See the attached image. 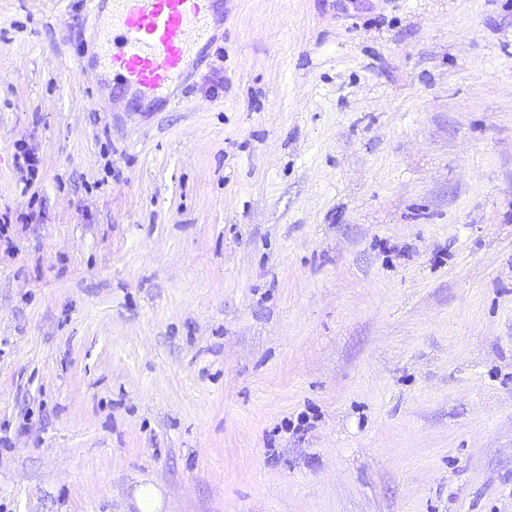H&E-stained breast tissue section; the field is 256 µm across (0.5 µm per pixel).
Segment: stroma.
Masks as SVG:
<instances>
[{
  "label": "stroma",
  "mask_w": 512,
  "mask_h": 512,
  "mask_svg": "<svg viewBox=\"0 0 512 512\" xmlns=\"http://www.w3.org/2000/svg\"><path fill=\"white\" fill-rule=\"evenodd\" d=\"M218 7L0 0V512H512V0ZM105 63L142 96L170 101V89L211 41L217 0H108ZM116 35V36H114ZM130 502L139 512H158L162 508L161 491L154 484L136 481Z\"/></svg>",
  "instance_id": "1"
}]
</instances>
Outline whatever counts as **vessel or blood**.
Wrapping results in <instances>:
<instances>
[{
    "instance_id": "b4317fda",
    "label": "vessel or blood",
    "mask_w": 512,
    "mask_h": 512,
    "mask_svg": "<svg viewBox=\"0 0 512 512\" xmlns=\"http://www.w3.org/2000/svg\"><path fill=\"white\" fill-rule=\"evenodd\" d=\"M105 63L142 96L169 98L211 41L217 0H111Z\"/></svg>"
}]
</instances>
